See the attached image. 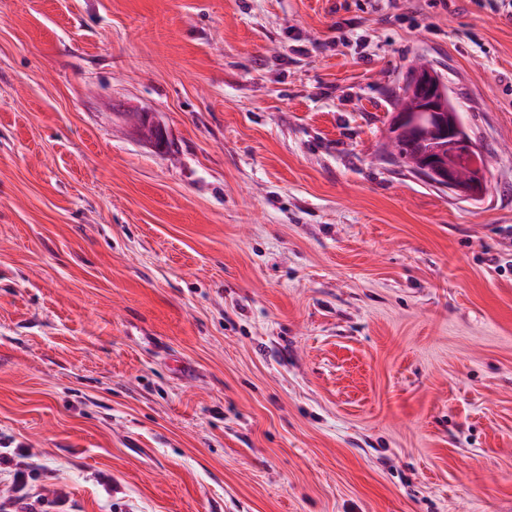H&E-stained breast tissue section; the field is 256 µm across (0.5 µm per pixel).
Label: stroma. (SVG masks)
<instances>
[{"instance_id": "obj_1", "label": "stroma", "mask_w": 512, "mask_h": 512, "mask_svg": "<svg viewBox=\"0 0 512 512\" xmlns=\"http://www.w3.org/2000/svg\"><path fill=\"white\" fill-rule=\"evenodd\" d=\"M417 57L480 201L382 156ZM19 470L37 512H512V0H0Z\"/></svg>"}]
</instances>
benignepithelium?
<instances>
[{
	"mask_svg": "<svg viewBox=\"0 0 512 512\" xmlns=\"http://www.w3.org/2000/svg\"><path fill=\"white\" fill-rule=\"evenodd\" d=\"M401 86L418 107L395 109L386 132L387 153L401 139L428 140L432 147L417 153L415 174L465 201L483 198L488 177L481 151L462 124L442 76L427 65L408 72Z\"/></svg>",
	"mask_w": 512,
	"mask_h": 512,
	"instance_id": "obj_1",
	"label": "benign epithelium"
}]
</instances>
